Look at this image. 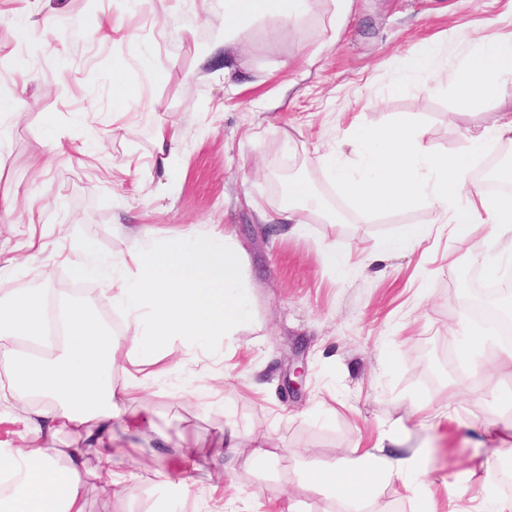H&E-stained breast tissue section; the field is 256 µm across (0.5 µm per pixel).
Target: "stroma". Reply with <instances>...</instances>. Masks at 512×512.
Segmentation results:
<instances>
[{
	"instance_id": "35a3bbf8",
	"label": "stroma",
	"mask_w": 512,
	"mask_h": 512,
	"mask_svg": "<svg viewBox=\"0 0 512 512\" xmlns=\"http://www.w3.org/2000/svg\"><path fill=\"white\" fill-rule=\"evenodd\" d=\"M332 0H311L293 23L246 24L235 48L213 51L224 27L223 0H0V298L27 288L79 284L78 300L112 327V261L126 254L127 233L156 243L196 225L235 234L248 254L253 317L229 343L204 356L174 342L184 364L166 379H141L133 390L147 405L162 441L124 437L129 490L103 498L87 490V512H158L167 489L143 460L169 470L186 512H339L337 490L307 491L306 471L372 447L404 421L408 435L393 452L421 450L430 473L416 489L394 482L360 504L361 512H419L425 497L451 512L449 484L476 460L496 500L511 501L499 479L501 448L481 442L480 423L512 427V366L502 344L485 346L497 365L477 390L464 366L460 335L469 315L474 238L457 236L425 207L373 223H329L311 215L303 234L267 233L254 208L275 212L289 179L307 182L330 205L340 199L323 174L318 146L345 142L357 124L389 113L421 119L426 142L457 155L487 109L456 107L448 93L398 78L399 55L433 42L441 53L433 79H445L464 49L461 33L487 21L512 29V0H352L335 43H328ZM116 23L124 40L95 37L90 20ZM151 74H144L140 59ZM125 64L141 96L113 120L114 68ZM172 137L167 167L156 163L154 130ZM432 226L419 247L373 261L402 225ZM82 242L100 275L76 280L68 261ZM346 255L343 274L324 263ZM307 376L288 386L296 366ZM452 409L455 424L434 429L424 415ZM240 432L235 453L219 454L223 482L186 464L188 451L213 452L228 426ZM270 437V459L252 456L251 438Z\"/></svg>"
}]
</instances>
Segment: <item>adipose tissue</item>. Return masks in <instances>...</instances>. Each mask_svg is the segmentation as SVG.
I'll return each mask as SVG.
<instances>
[{
  "label": "adipose tissue",
  "mask_w": 512,
  "mask_h": 512,
  "mask_svg": "<svg viewBox=\"0 0 512 512\" xmlns=\"http://www.w3.org/2000/svg\"><path fill=\"white\" fill-rule=\"evenodd\" d=\"M309 10V0H224L225 46L237 43L243 26L271 18L293 22ZM467 48L451 69L446 89L462 106L485 101L498 105L481 131L468 137L464 153L449 156L425 143L426 127L403 113L379 124L357 126L347 148L321 155L324 168L354 218L370 221L418 207L450 221L457 233L512 243V195H490L472 172L492 147L512 144V32L485 31L467 37ZM357 164H350L349 155ZM317 211L331 222L341 213L323 208L310 185L288 184V202L277 220L300 233L306 214ZM247 257L231 233L202 234L188 226L163 243L148 244L131 235L126 258L112 265V302L126 314L123 334L82 304L63 305L50 289L30 288L0 299V405L21 413L26 445L0 439V476L16 477L13 491L0 495V512H86L89 480L102 495L127 489L121 468L119 431L147 438L157 429L139 415L115 429L119 402L134 403L131 391L117 392L115 374L135 380L149 372L159 379L181 368L169 346L177 340L220 345L251 320ZM25 342L33 353L15 356L11 347ZM72 436L58 456L43 445L61 432ZM401 441L400 425L384 431L373 448L349 453L310 471L305 489L342 488V512L359 503L381 483L411 487L424 475L420 454L392 457L387 447ZM94 464H87V450Z\"/></svg>",
  "instance_id": "adipose-tissue-1"
}]
</instances>
